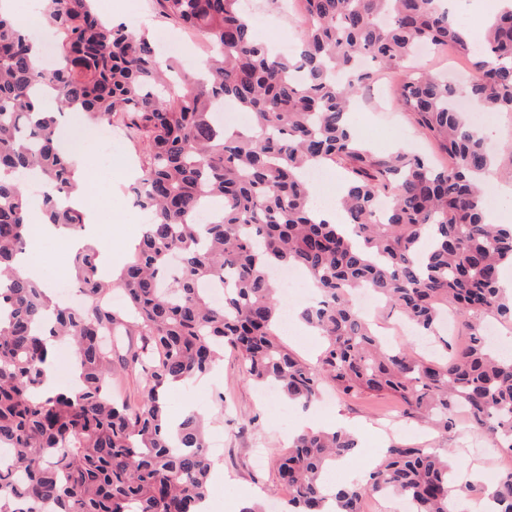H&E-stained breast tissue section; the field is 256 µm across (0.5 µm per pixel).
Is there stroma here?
I'll use <instances>...</instances> for the list:
<instances>
[{"mask_svg": "<svg viewBox=\"0 0 512 512\" xmlns=\"http://www.w3.org/2000/svg\"><path fill=\"white\" fill-rule=\"evenodd\" d=\"M107 5L118 9L120 17L130 23H148L157 32L173 36L183 32L177 22L155 12L154 0H97V8ZM450 13L475 45L483 41L494 15L484 0H454ZM301 16L298 0H253L254 35L258 41L273 45L288 39L299 40ZM399 85L398 72L379 69L374 82V100L379 109L374 112L365 107L353 113L352 125L357 135L382 151L400 148L438 157L434 142L420 133L413 114L396 104L394 96ZM480 121L486 145L495 157L488 191L498 201L492 211L494 221L512 225V207L504 203L505 198H512V112H491L481 115ZM147 148L146 141L127 129L113 143L99 138L94 141L90 176L99 196L95 234L125 260L144 231L130 185L141 174L140 165ZM64 242L61 236L49 238L29 253L31 263L38 268L46 285H55L59 278L72 272L73 253L65 249ZM167 406L174 420L183 419L197 408L207 410L209 439L224 441L222 458L212 475L211 512H236L242 496L258 495L273 487L276 463L287 452L289 441L308 425L325 428L336 418L347 422L357 439L352 467L358 471L372 467L383 449L397 439L434 444L450 449L462 462L484 464V481L488 484L497 482L504 470L502 457L472 452L469 444L476 432L470 427L460 425L443 435L432 434L423 427L387 428L386 418L399 407L389 395L344 398L328 387L307 408L262 396L244 379L241 362L230 350L225 351L219 367L205 381L172 388L167 395ZM258 448L265 452L260 467L252 463V455Z\"/></svg>", "mask_w": 512, "mask_h": 512, "instance_id": "35a3bbf8", "label": "stroma"}]
</instances>
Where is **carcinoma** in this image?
I'll use <instances>...</instances> for the list:
<instances>
[{
    "instance_id": "carcinoma-1",
    "label": "carcinoma",
    "mask_w": 512,
    "mask_h": 512,
    "mask_svg": "<svg viewBox=\"0 0 512 512\" xmlns=\"http://www.w3.org/2000/svg\"><path fill=\"white\" fill-rule=\"evenodd\" d=\"M154 2L204 37L214 55L203 71L160 59L147 33L102 20L94 0H40L62 61L37 71L32 39L0 11V445L15 450L0 466V512H198L213 466L204 419L192 411L172 427L165 393L209 374L226 345L246 381L274 382L291 401L307 406L326 385L345 396L390 393L402 418L442 433L462 410L496 453L512 456V357L482 335L489 316L512 322V297L500 287L512 226L486 221L494 156L458 107L468 97L512 112V7L498 11L475 49L443 0H301L311 25L284 55L254 38L242 0ZM421 45L452 47L473 71L469 85L410 70ZM361 59L401 72L400 102L450 165L375 152L352 132L351 104L375 81ZM38 86L57 94L58 112L80 110L94 123L120 115L148 144L131 187L148 224L109 282L99 278L98 251H78L73 279L85 303L76 310L18 272L28 235L20 174L38 173L49 223L84 226L67 204L78 175L56 147L58 112L37 111ZM218 99L252 114L249 134L216 127ZM331 163L349 175L342 223L322 217L305 179ZM213 202L218 217L195 223L197 207ZM276 266L303 271L317 288L300 312L325 339L314 363L280 339ZM203 282L228 284L224 306L211 304ZM359 288L432 337L437 353L385 346L353 303ZM114 292L123 306L108 302ZM448 309L466 342L441 336ZM122 336L141 340L118 356L141 377L136 405L112 398ZM61 339L74 354L76 394L45 389ZM356 447L342 430L299 434L277 466L288 490L283 512H363L366 497L387 495L411 500L413 512H460L462 496L477 491L451 493L447 449L396 441L363 477L327 488L326 470L351 461ZM489 499L488 512H512V472Z\"/></svg>"
}]
</instances>
